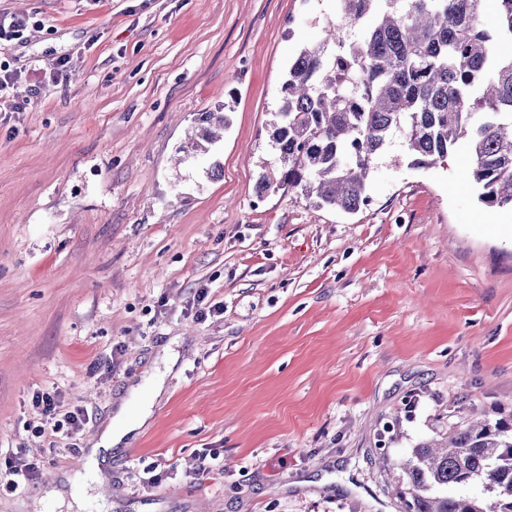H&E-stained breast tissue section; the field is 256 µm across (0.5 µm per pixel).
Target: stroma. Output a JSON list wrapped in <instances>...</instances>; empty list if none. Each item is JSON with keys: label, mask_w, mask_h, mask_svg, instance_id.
Wrapping results in <instances>:
<instances>
[{"label": "stroma", "mask_w": 512, "mask_h": 512, "mask_svg": "<svg viewBox=\"0 0 512 512\" xmlns=\"http://www.w3.org/2000/svg\"><path fill=\"white\" fill-rule=\"evenodd\" d=\"M15 14L32 26L0 50L18 75L0 92V463L39 470L0 512H403L415 445L512 412V212L478 202L465 153L414 168L393 144L354 214L255 191L288 64L333 0H0ZM220 108L223 140L174 164ZM201 288L223 314L197 319ZM150 370V423L90 465ZM42 390L83 430L37 436ZM204 449L223 466L197 476Z\"/></svg>", "instance_id": "obj_1"}]
</instances>
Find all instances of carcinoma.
Wrapping results in <instances>:
<instances>
[{"instance_id": "obj_1", "label": "carcinoma", "mask_w": 512, "mask_h": 512, "mask_svg": "<svg viewBox=\"0 0 512 512\" xmlns=\"http://www.w3.org/2000/svg\"><path fill=\"white\" fill-rule=\"evenodd\" d=\"M495 8L489 29L481 0H335V21L282 84L269 131L276 160L259 195L288 189L355 213L399 137L416 168L465 152L479 203L512 210V0ZM197 124L179 152L209 151L228 117L202 112ZM405 475V512H512V413L417 445ZM476 481L491 498L460 493Z\"/></svg>"}]
</instances>
